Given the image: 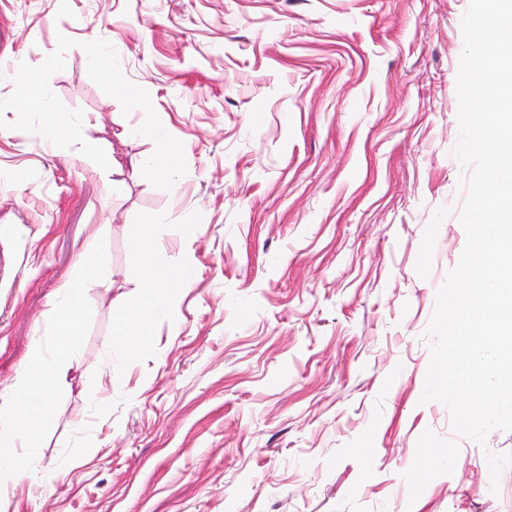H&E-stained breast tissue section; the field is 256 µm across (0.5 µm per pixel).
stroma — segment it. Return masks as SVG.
I'll use <instances>...</instances> for the list:
<instances>
[{"instance_id":"1","label":"stroma","mask_w":512,"mask_h":512,"mask_svg":"<svg viewBox=\"0 0 512 512\" xmlns=\"http://www.w3.org/2000/svg\"><path fill=\"white\" fill-rule=\"evenodd\" d=\"M468 5L0 0V99L19 62L77 40L50 86L120 162L0 128V389L85 244L107 242L76 368L9 512H512V431L481 446L420 401L436 293L466 242ZM96 39L183 143L175 188L133 176L155 144L126 136L143 111L90 79L81 45ZM137 226L192 282L168 313L144 295ZM124 326L138 351L112 352ZM447 447L455 468L424 465L420 449Z\"/></svg>"}]
</instances>
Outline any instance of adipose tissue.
<instances>
[{
	"label": "adipose tissue",
	"mask_w": 512,
	"mask_h": 512,
	"mask_svg": "<svg viewBox=\"0 0 512 512\" xmlns=\"http://www.w3.org/2000/svg\"><path fill=\"white\" fill-rule=\"evenodd\" d=\"M149 231L141 226L131 232L134 250L138 257L142 283L150 293L151 306L155 311H168L172 304V292L188 287L189 281L181 269L169 265L161 251L150 242Z\"/></svg>",
	"instance_id": "ef3b65f1"
}]
</instances>
